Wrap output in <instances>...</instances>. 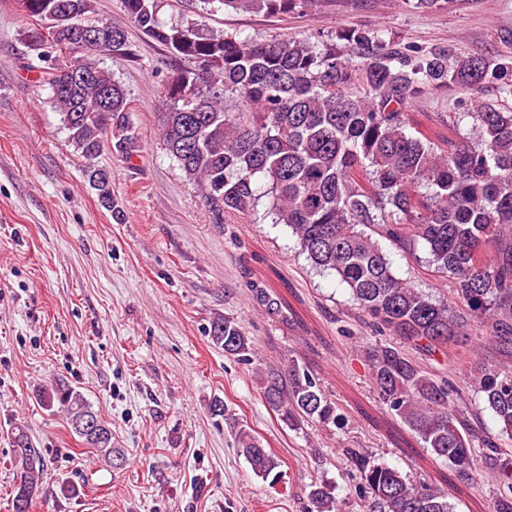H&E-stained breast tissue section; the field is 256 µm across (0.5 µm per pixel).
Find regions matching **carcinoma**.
Returning <instances> with one entry per match:
<instances>
[{
	"label": "carcinoma",
	"mask_w": 512,
	"mask_h": 512,
	"mask_svg": "<svg viewBox=\"0 0 512 512\" xmlns=\"http://www.w3.org/2000/svg\"><path fill=\"white\" fill-rule=\"evenodd\" d=\"M199 21L168 23L164 0H120L124 12L171 55L161 91L159 134L187 180L201 187L215 223L224 212L254 213L269 199L274 223L296 237L311 266L334 275L386 343L369 348V370L381 402L437 459L496 483L490 512H512V61L463 56L446 47L405 43L382 30L351 26L323 39L257 40L209 28L215 12L288 15L316 0H189ZM26 17L56 28L76 53L43 71L44 83L86 162L91 188L115 215L110 177L96 160L109 146L130 158L140 150L127 90L98 58L139 63L121 27L97 17L94 0H24ZM498 81L500 98L485 100ZM454 86L470 95L448 113V129L469 120L466 139L441 149L409 131V104ZM238 102L228 109L227 98ZM372 229L369 234L366 229ZM408 251L422 245L427 262L450 283L444 302L396 274L378 238ZM212 339L245 357L250 339L230 318L212 324ZM501 357L483 362L477 336ZM465 345L482 409L497 422L479 431L454 407L456 386L415 354L450 357ZM39 405L65 412L71 431L112 463V428L78 388L60 380L37 389ZM291 429L338 425L337 406L295 362L288 385L265 390ZM91 417L107 434L92 442L78 428ZM17 480L12 512H30L43 490L39 453L27 429L11 430ZM237 449L254 474L278 479L280 461L247 429ZM363 512H453L448 493L349 450ZM311 512H339L333 487L313 483Z\"/></svg>",
	"instance_id": "obj_1"
}]
</instances>
